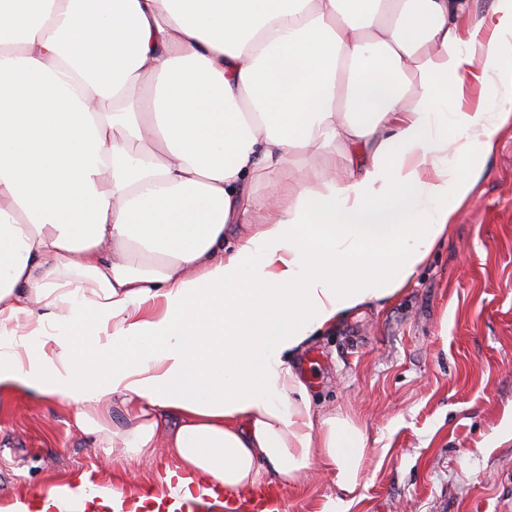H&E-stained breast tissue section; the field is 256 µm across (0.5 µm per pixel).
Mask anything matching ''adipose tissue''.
Masks as SVG:
<instances>
[{"label": "adipose tissue", "mask_w": 512, "mask_h": 512, "mask_svg": "<svg viewBox=\"0 0 512 512\" xmlns=\"http://www.w3.org/2000/svg\"><path fill=\"white\" fill-rule=\"evenodd\" d=\"M492 12L0 0V388L168 457L163 495L302 488L319 463L337 512L369 438L297 358L412 283L512 127V0ZM144 83L145 112L119 111Z\"/></svg>", "instance_id": "adipose-tissue-1"}]
</instances>
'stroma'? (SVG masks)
Returning <instances> with one entry per match:
<instances>
[{
	"label": "stroma",
	"mask_w": 512,
	"mask_h": 512,
	"mask_svg": "<svg viewBox=\"0 0 512 512\" xmlns=\"http://www.w3.org/2000/svg\"><path fill=\"white\" fill-rule=\"evenodd\" d=\"M317 405L369 436L346 512H512V129L410 288L303 351ZM68 404L0 390V503L80 474L141 492L167 461L94 448ZM328 484L281 487L275 512H321Z\"/></svg>",
	"instance_id": "1"
}]
</instances>
